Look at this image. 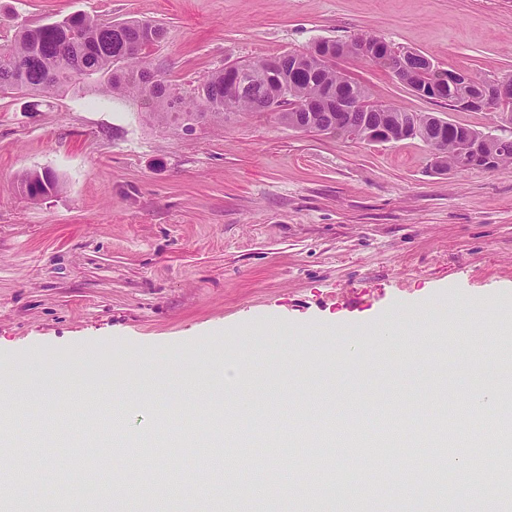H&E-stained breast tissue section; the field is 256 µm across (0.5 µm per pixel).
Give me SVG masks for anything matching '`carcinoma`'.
<instances>
[{
  "label": "carcinoma",
  "instance_id": "cac0c4a2",
  "mask_svg": "<svg viewBox=\"0 0 512 512\" xmlns=\"http://www.w3.org/2000/svg\"><path fill=\"white\" fill-rule=\"evenodd\" d=\"M165 37V29L144 20L105 22L86 14L72 15L62 20L30 27L17 25L8 43L11 53L0 54V93L16 92L45 97L69 91L101 94H120L140 99L151 108L148 117L162 125L179 129L199 112H207L212 120L222 122L232 114L260 112L261 105L274 100L280 107L281 121L296 115L299 123L329 130V115L336 112V96L350 103L371 99L369 89L336 70V53L367 39L375 44L374 55L362 57L367 63L397 76L392 46L375 36L361 34L347 41H318L302 51L254 60L245 64L249 81L243 85L235 80L232 68L225 67L194 86L187 97H174L165 81L151 70L148 50ZM415 68L409 80L419 86L415 93L429 100H446L455 110L477 111L479 107L463 101L476 95L477 88L487 80L469 72H460L459 80L448 84L451 69H440L428 56H410ZM423 113L407 112L392 103L382 104V110L367 114L355 111L354 118L372 126L383 123L394 140L418 138L428 142L440 138L445 142L443 160L433 167L447 172L458 164L460 145L464 141L486 138L472 127L448 120L416 128V119ZM483 153L494 159L492 168L512 165V138L484 147ZM57 177L49 172H33L22 181L19 191L29 198L47 196L58 191ZM465 414L481 427H495L504 435L512 428L499 422V417L482 415L472 409ZM448 436V447L439 449L436 467L439 474L448 471V456L459 453L456 447L458 430L453 422L440 426ZM370 447L364 452L381 459L383 476L394 474L392 457L401 442L393 430V418H387L375 432L364 433ZM470 475L480 483L486 482V470L479 451L464 453Z\"/></svg>",
  "mask_w": 512,
  "mask_h": 512
}]
</instances>
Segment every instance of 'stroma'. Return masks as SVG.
Listing matches in <instances>:
<instances>
[{
	"instance_id": "stroma-1",
	"label": "stroma",
	"mask_w": 512,
	"mask_h": 512,
	"mask_svg": "<svg viewBox=\"0 0 512 512\" xmlns=\"http://www.w3.org/2000/svg\"><path fill=\"white\" fill-rule=\"evenodd\" d=\"M73 13L161 24L150 66L182 96L229 64L361 33L443 69L512 76V0H0V43L16 24ZM336 67L374 101L512 137L494 111L451 110L356 58ZM145 110L118 95H0V362L38 367L20 445L44 482L60 484L83 423L99 415L77 391L109 376L83 367L85 352L129 367L131 394L143 365L175 359L196 370L193 384L159 397L169 421L139 446L120 429L87 446L99 463L53 500L55 512H94L117 484L151 503L161 471L176 475L175 501L199 512H222L229 498L238 512H291L293 496L273 505L263 488L288 482L314 448L272 453L258 438L244 498L224 467L165 447L207 421L208 394L241 333L251 336L238 391L249 416L225 408L223 429H248L272 407L281 435L340 416L372 429L399 411L400 439L413 446L428 419L460 415L466 365L497 364L512 349V335L484 342L500 317L491 302L512 306V168L440 174L420 140H342L289 128L273 112L208 121L186 137ZM44 170L58 193L19 194L24 175ZM462 302L476 305L467 332L450 316ZM415 310L448 319L446 335L429 337L426 363L410 347L395 357L379 347L345 373L325 371L333 347L320 335L386 315L410 332ZM57 377L63 385L46 396L44 382Z\"/></svg>"
}]
</instances>
